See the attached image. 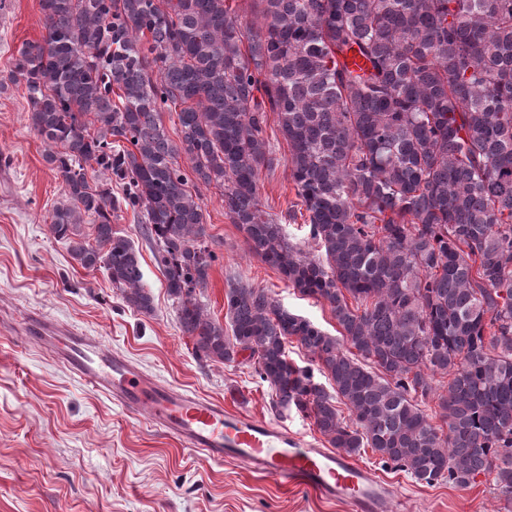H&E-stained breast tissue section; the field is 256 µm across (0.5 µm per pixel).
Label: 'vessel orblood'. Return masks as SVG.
<instances>
[{"mask_svg":"<svg viewBox=\"0 0 512 512\" xmlns=\"http://www.w3.org/2000/svg\"><path fill=\"white\" fill-rule=\"evenodd\" d=\"M59 354L86 384L127 411L145 415L186 448L217 462L245 465L279 484L297 482L323 499L346 502L353 512H390L393 487L345 453L316 447L286 428L165 385L123 354L92 351L79 337L60 341Z\"/></svg>","mask_w":512,"mask_h":512,"instance_id":"vessel-or-blood-1","label":"vessel or blood"}]
</instances>
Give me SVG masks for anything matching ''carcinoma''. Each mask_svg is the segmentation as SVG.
Segmentation results:
<instances>
[{"instance_id":"cac0c4a2","label":"carcinoma","mask_w":512,"mask_h":512,"mask_svg":"<svg viewBox=\"0 0 512 512\" xmlns=\"http://www.w3.org/2000/svg\"><path fill=\"white\" fill-rule=\"evenodd\" d=\"M262 3L244 25L226 0H41L45 35L18 49L10 82L64 185L52 234L150 314L139 250L112 229L132 209L198 356L249 352L271 409L313 418L348 455L369 448L426 485L491 474L512 495V0ZM173 105L177 142L161 118ZM269 112L317 258L262 209ZM211 185L250 251L327 302L341 337L240 283L227 324L210 317ZM292 341L315 368L288 360ZM437 373L439 425L424 410Z\"/></svg>"}]
</instances>
